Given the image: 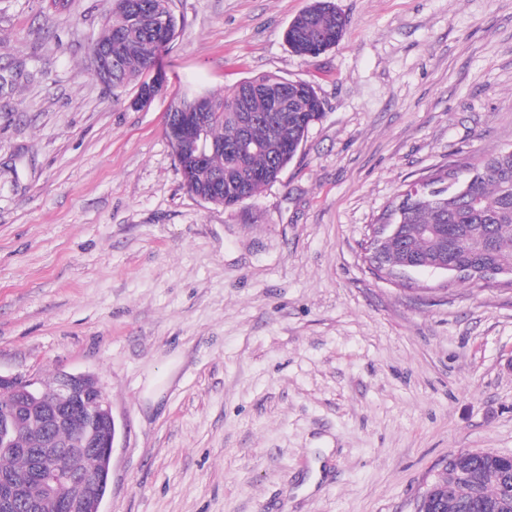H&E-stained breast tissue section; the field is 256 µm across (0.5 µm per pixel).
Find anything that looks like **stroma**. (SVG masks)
Listing matches in <instances>:
<instances>
[{
	"instance_id": "1",
	"label": "stroma",
	"mask_w": 512,
	"mask_h": 512,
	"mask_svg": "<svg viewBox=\"0 0 512 512\" xmlns=\"http://www.w3.org/2000/svg\"><path fill=\"white\" fill-rule=\"evenodd\" d=\"M170 0L164 92L91 72L112 0H0V373L94 374L117 426L102 512H417L451 454H512V287L380 278L402 185L512 146V0ZM262 73L324 117L232 209L183 185L171 103ZM347 23L334 1L313 0L291 21L284 38L297 56L315 58L342 40Z\"/></svg>"
}]
</instances>
